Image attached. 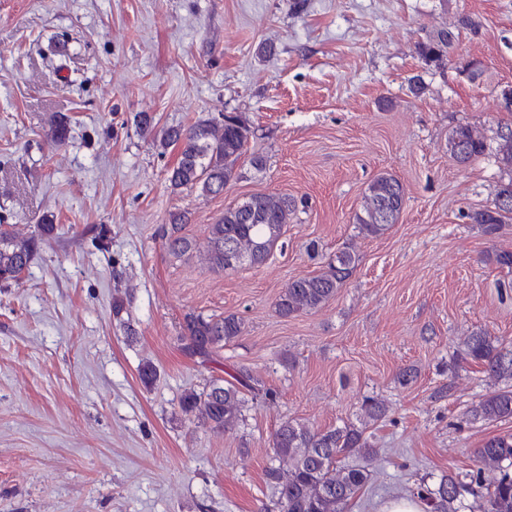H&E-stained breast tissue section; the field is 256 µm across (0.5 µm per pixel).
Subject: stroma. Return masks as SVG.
Listing matches in <instances>:
<instances>
[{"mask_svg": "<svg viewBox=\"0 0 512 512\" xmlns=\"http://www.w3.org/2000/svg\"><path fill=\"white\" fill-rule=\"evenodd\" d=\"M441 31L448 56L425 60ZM511 88L512 0H0V222L56 227L21 284L0 287V512H262L278 426L339 427L367 397L388 415L366 431L371 478L347 512L468 471L512 433L469 418L495 382L460 359L478 331L512 349V270L488 259L512 251V224L489 235L468 218L508 178ZM222 113L248 122L262 170L242 159L219 196L172 189L178 148L155 132ZM58 114L69 136L54 149ZM465 124L487 150L461 165L448 135ZM383 172L406 206L365 237L355 215ZM256 193L306 202L261 267L165 249L173 215L202 244ZM345 247L359 264L338 294L280 315L288 281ZM192 313L245 327L204 362L178 339ZM240 368L274 401L248 400L225 432L181 414L185 391Z\"/></svg>", "mask_w": 512, "mask_h": 512, "instance_id": "1", "label": "stroma"}]
</instances>
